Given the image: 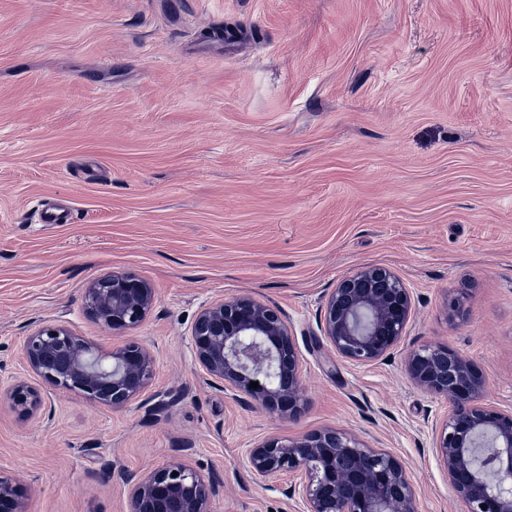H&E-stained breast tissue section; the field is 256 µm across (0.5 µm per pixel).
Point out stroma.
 Wrapping results in <instances>:
<instances>
[{
    "label": "stroma",
    "instance_id": "obj_1",
    "mask_svg": "<svg viewBox=\"0 0 512 512\" xmlns=\"http://www.w3.org/2000/svg\"><path fill=\"white\" fill-rule=\"evenodd\" d=\"M227 23L247 36L207 38ZM45 199L73 223H40ZM369 265L403 279L412 317L359 366L321 326ZM113 272L156 291L124 337L82 308ZM240 294L294 335L297 420L195 361L199 310ZM46 323L146 345L149 387L117 411L47 388L21 418L6 391ZM424 345L472 360L486 402L512 408V0H0V469L29 484L25 512H128L119 473L173 457L216 482L213 512H300L242 458L322 428L399 459L421 512H458L434 450L448 404L404 371Z\"/></svg>",
    "mask_w": 512,
    "mask_h": 512
}]
</instances>
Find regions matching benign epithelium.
Returning <instances> with one entry per match:
<instances>
[{"label": "benign epithelium", "instance_id": "benign-epithelium-1", "mask_svg": "<svg viewBox=\"0 0 512 512\" xmlns=\"http://www.w3.org/2000/svg\"><path fill=\"white\" fill-rule=\"evenodd\" d=\"M155 301L147 280L112 273L85 288L83 311L121 334L139 326ZM411 315L409 289L400 277L385 267H362L342 278L325 300L323 336L341 357L371 365L399 343ZM190 341L197 364L213 383L249 396L285 420L304 412L302 362L278 307L249 295L211 302L197 314ZM23 351L42 385L114 410L137 399L155 371V357L142 343L130 339L103 350L61 324L34 329ZM405 370L416 385L448 401L434 448L463 512H512V411L482 402V371L441 346L411 352ZM252 382L258 387H250ZM6 396L22 417L42 405L40 388L26 380L15 381ZM245 458L265 479L300 478L290 489L300 496L304 512H420L405 466L351 433L272 435L247 449ZM121 479L129 512H212L218 493L213 480L181 461ZM28 492L20 475L0 471V512H25Z\"/></svg>", "mask_w": 512, "mask_h": 512}]
</instances>
